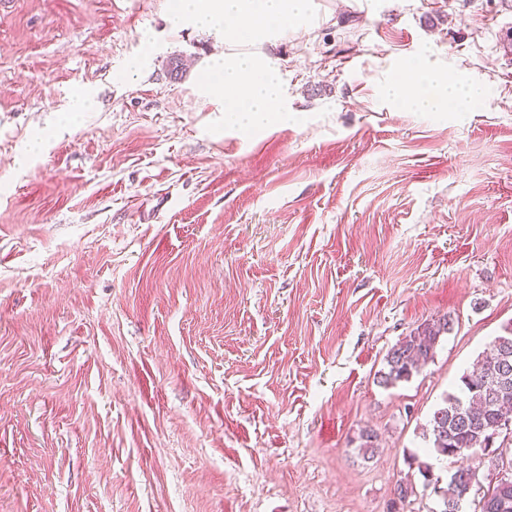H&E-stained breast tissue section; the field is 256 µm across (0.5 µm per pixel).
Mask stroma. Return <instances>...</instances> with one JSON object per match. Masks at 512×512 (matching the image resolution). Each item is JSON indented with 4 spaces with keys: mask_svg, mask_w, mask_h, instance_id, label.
<instances>
[{
    "mask_svg": "<svg viewBox=\"0 0 512 512\" xmlns=\"http://www.w3.org/2000/svg\"><path fill=\"white\" fill-rule=\"evenodd\" d=\"M313 3L251 137L207 132L224 39L168 0L0 9V512H441L409 455L512 322V0ZM421 60L489 96L390 105ZM450 329V321L443 317L423 325L398 341L385 356V371L380 373V383L389 387L409 381L433 361L441 338Z\"/></svg>",
    "mask_w": 512,
    "mask_h": 512,
    "instance_id": "stroma-1",
    "label": "stroma"
}]
</instances>
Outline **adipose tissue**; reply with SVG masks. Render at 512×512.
Instances as JSON below:
<instances>
[{"instance_id": "adipose-tissue-1", "label": "adipose tissue", "mask_w": 512, "mask_h": 512, "mask_svg": "<svg viewBox=\"0 0 512 512\" xmlns=\"http://www.w3.org/2000/svg\"><path fill=\"white\" fill-rule=\"evenodd\" d=\"M383 96L397 106L413 112H444L449 104L466 108L471 102L486 97L487 85L480 79L460 80L446 75L426 61L412 67V80L402 83L390 80L382 88Z\"/></svg>"}]
</instances>
